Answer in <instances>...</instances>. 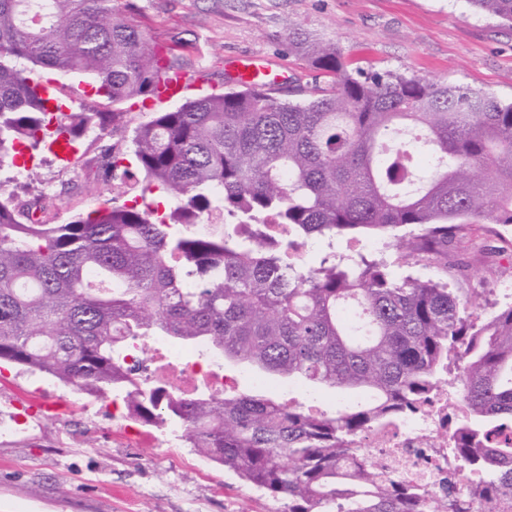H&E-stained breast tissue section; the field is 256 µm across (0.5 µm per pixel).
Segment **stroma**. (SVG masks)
<instances>
[{"mask_svg": "<svg viewBox=\"0 0 512 512\" xmlns=\"http://www.w3.org/2000/svg\"><path fill=\"white\" fill-rule=\"evenodd\" d=\"M136 19L169 48L190 79L188 95L227 90L224 62L262 55L290 81L319 74L288 38L335 44L352 73L399 71L468 85L512 101V27L468 0H135ZM180 98L126 109L111 142L130 153L133 128ZM103 141L88 133L68 161L48 152L26 178L0 169V193L45 197L47 222L111 204L112 179L98 164ZM468 281L496 308L512 304V259L492 275L472 263ZM0 414L15 433L0 437V512H287L275 500L189 448L170 426L145 425L112 400L0 365Z\"/></svg>", "mask_w": 512, "mask_h": 512, "instance_id": "35a3bbf8", "label": "stroma"}]
</instances>
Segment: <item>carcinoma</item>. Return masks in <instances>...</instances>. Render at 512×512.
Instances as JSON below:
<instances>
[{"mask_svg":"<svg viewBox=\"0 0 512 512\" xmlns=\"http://www.w3.org/2000/svg\"><path fill=\"white\" fill-rule=\"evenodd\" d=\"M512 24V0H467ZM0 0V168L112 134L119 112L45 95L78 75L115 105L156 100L180 68L131 18L133 0ZM326 77L295 102L259 82L154 113L130 139L135 166L106 147L125 191H159L154 216L112 202L64 224L40 201L0 195V361L99 396L121 392L147 425L175 423L206 459L288 500V512H512V304L487 318L481 288H453L470 262L493 272L484 220L512 226V103L401 72L353 76L336 47L296 40ZM68 111H61V106ZM221 220L223 231L196 225ZM364 234L376 254L330 253L302 267L301 242ZM435 267L439 278L406 275ZM167 336L306 391L360 395L311 411L260 393L190 400L125 367L120 344ZM449 388L459 488L441 497L386 469L362 435Z\"/></svg>","mask_w":512,"mask_h":512,"instance_id":"obj_1","label":"carcinoma"}]
</instances>
